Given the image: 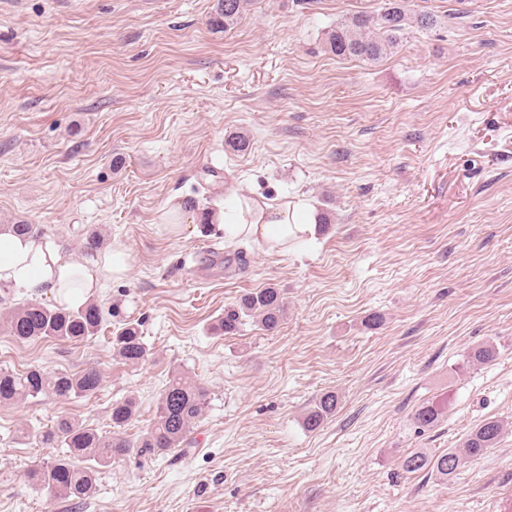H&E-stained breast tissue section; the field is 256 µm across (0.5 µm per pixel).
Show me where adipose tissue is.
<instances>
[{
    "mask_svg": "<svg viewBox=\"0 0 512 512\" xmlns=\"http://www.w3.org/2000/svg\"><path fill=\"white\" fill-rule=\"evenodd\" d=\"M208 223L220 224L231 238H247L265 252L284 254L313 235L317 218L304 200L271 204L241 200L231 209L207 211ZM126 256L114 250L88 261L63 257L48 238L0 234V284L29 293L49 290L56 305L67 309L83 307L103 277L123 275Z\"/></svg>",
    "mask_w": 512,
    "mask_h": 512,
    "instance_id": "adipose-tissue-1",
    "label": "adipose tissue"
}]
</instances>
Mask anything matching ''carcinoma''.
Here are the masks:
<instances>
[{
	"mask_svg": "<svg viewBox=\"0 0 512 512\" xmlns=\"http://www.w3.org/2000/svg\"><path fill=\"white\" fill-rule=\"evenodd\" d=\"M250 0H218L216 26L233 28L248 10ZM437 18L429 13H416L395 2L376 15L352 14L336 23L328 33L329 51L340 57L376 61L387 54L403 39L408 29L429 28ZM8 232L26 237L41 234L35 224L19 221L1 224L0 233ZM285 302L277 288H262L242 295L237 305L224 311L214 330L224 335L236 334L246 321L251 320L266 332L280 326L285 315ZM105 321L101 305L92 300L78 310H67L55 304L36 299L26 300L8 311L7 333L15 340L26 343L40 340L82 342L95 336ZM112 349L116 357L126 364H137L146 355L140 324L133 321L118 323L112 332ZM101 383V373L94 367L81 372H46L39 368L17 374L0 369V404L11 405L30 399L52 396L58 399L90 397ZM208 388L185 372H177L166 384L158 403L154 422L146 432L131 442L120 434L102 435L75 419L61 417L55 425L32 438L38 442L68 449V454L52 462L31 469L28 480L39 490L53 498L83 499L91 493L96 473L101 468L127 457L155 458L165 456L186 440L191 425L209 404ZM337 397L333 392L322 394L304 416V426L315 431L335 411ZM138 411L133 398L112 403V427L127 425ZM443 406L425 402L411 416L412 425L419 430L437 424ZM502 424L486 419L467 434L462 450H449L436 457L422 452L407 455L401 463L407 473L431 468L446 479L455 473L462 461L482 456L500 439Z\"/></svg>",
	"mask_w": 512,
	"mask_h": 512,
	"instance_id": "carcinoma-1",
	"label": "carcinoma"
}]
</instances>
